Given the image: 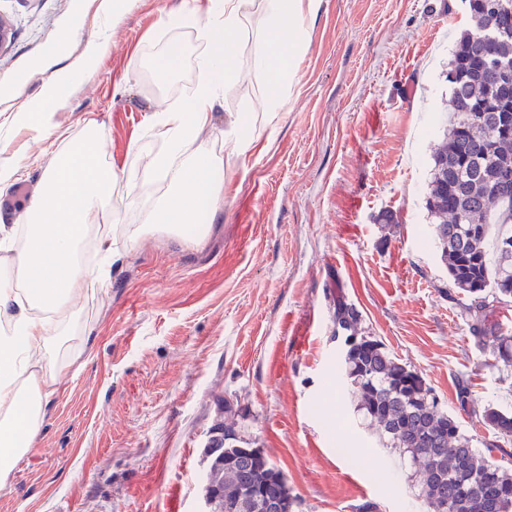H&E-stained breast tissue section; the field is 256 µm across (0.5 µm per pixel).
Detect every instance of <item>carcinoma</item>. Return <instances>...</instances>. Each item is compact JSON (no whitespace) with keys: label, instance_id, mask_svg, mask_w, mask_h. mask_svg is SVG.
Listing matches in <instances>:
<instances>
[{"label":"carcinoma","instance_id":"1","mask_svg":"<svg viewBox=\"0 0 512 512\" xmlns=\"http://www.w3.org/2000/svg\"><path fill=\"white\" fill-rule=\"evenodd\" d=\"M487 0H467L473 28L457 39L448 68L452 118L431 155L425 209L440 260L453 287L467 295L462 316L475 344L491 348L504 368L512 367V327L500 321L512 302V185L489 183L497 170H512V130L500 127L502 102L491 78L499 63L512 64V29L501 33L492 49L480 37L491 23ZM336 327L361 333L359 314L342 293L336 294ZM342 370L350 380L357 410L415 465L424 503L432 512H512V468L476 452L457 414L439 406L432 388L375 336L348 347ZM458 401L490 428L493 449L512 442V409L488 404L476 410L471 391L461 385ZM222 435L211 439L203 490L211 512H254L242 496L243 482L265 504L294 502L284 473L240 434L235 413L225 403L218 410Z\"/></svg>","mask_w":512,"mask_h":512}]
</instances>
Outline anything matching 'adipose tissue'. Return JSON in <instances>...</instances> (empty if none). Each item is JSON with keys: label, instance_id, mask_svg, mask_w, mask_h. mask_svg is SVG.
Listing matches in <instances>:
<instances>
[{"label": "adipose tissue", "instance_id": "ef3b65f1", "mask_svg": "<svg viewBox=\"0 0 512 512\" xmlns=\"http://www.w3.org/2000/svg\"><path fill=\"white\" fill-rule=\"evenodd\" d=\"M320 0H211L203 37L206 49L196 59L200 78L190 98L176 109L154 112L153 122L164 134V146L154 152L151 170L167 181L169 192L154 214L158 229L183 234L200 214H214L224 193V165L197 143L198 132L211 119L224 89L243 66V48L269 74L264 106L271 114L283 108L293 85L296 61L304 50L306 17ZM258 9L264 23L256 32L246 26L249 9ZM107 47L106 36L89 40L82 56L57 69L41 96L19 111L15 121L41 137L53 134L50 117L71 86L93 71ZM98 132L88 124L82 138L68 141L58 164L48 171L41 190L27 208V242L9 261L25 279L24 287L0 280V478L29 452L44 423L42 406L56 392L63 368L53 351L78 315L68 302L83 293L88 280L105 270L78 260V247L92 213L103 212L112 189L135 182L103 163Z\"/></svg>", "mask_w": 512, "mask_h": 512}]
</instances>
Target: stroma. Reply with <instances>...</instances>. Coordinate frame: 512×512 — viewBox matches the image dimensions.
Masks as SVG:
<instances>
[{"label": "stroma", "instance_id": "1", "mask_svg": "<svg viewBox=\"0 0 512 512\" xmlns=\"http://www.w3.org/2000/svg\"><path fill=\"white\" fill-rule=\"evenodd\" d=\"M210 0H128L108 24V49L60 103L51 142L17 128L69 38L76 60L100 21L96 0H0V163L38 190L64 143L95 121L104 163L132 173L134 197L110 201L125 224L149 223L165 193L136 141L160 144L151 122L199 79L205 44L168 16L206 17ZM463 0H322L306 21L291 100L263 117L266 78L254 65L216 103L198 135L224 163V196L202 237H106L105 286L76 297L85 325L64 343L65 368L33 447L0 480V512H201L202 452L228 400L255 447L288 478L295 512H425L398 449L357 411L337 363L336 295L458 409V382L477 406L512 409V370L477 346L429 234L431 152L451 110L448 62L469 28ZM185 49L158 86L149 60ZM255 113L259 142L236 156L224 131ZM392 211L396 224L377 217Z\"/></svg>", "mask_w": 512, "mask_h": 512}]
</instances>
